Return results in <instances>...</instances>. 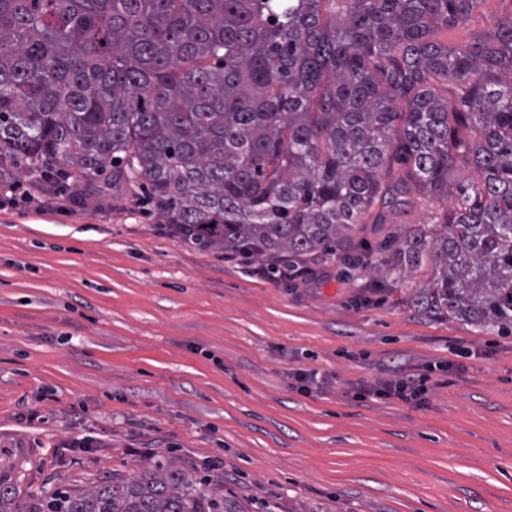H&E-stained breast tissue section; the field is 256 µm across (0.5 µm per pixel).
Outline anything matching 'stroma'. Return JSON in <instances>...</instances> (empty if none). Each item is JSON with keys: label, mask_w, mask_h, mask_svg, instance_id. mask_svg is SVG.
<instances>
[{"label": "stroma", "mask_w": 512, "mask_h": 512, "mask_svg": "<svg viewBox=\"0 0 512 512\" xmlns=\"http://www.w3.org/2000/svg\"><path fill=\"white\" fill-rule=\"evenodd\" d=\"M512 13L481 0L451 40ZM38 214L0 200V461L34 494L176 460L239 512H512V336L422 315L431 274L253 277L161 233L138 188L68 181ZM418 195L371 242L433 223ZM434 368L428 404L354 387ZM331 375L304 395L290 373ZM93 433L89 448L74 437Z\"/></svg>", "instance_id": "1"}]
</instances>
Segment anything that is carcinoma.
<instances>
[{
  "label": "carcinoma",
  "mask_w": 512,
  "mask_h": 512,
  "mask_svg": "<svg viewBox=\"0 0 512 512\" xmlns=\"http://www.w3.org/2000/svg\"><path fill=\"white\" fill-rule=\"evenodd\" d=\"M479 0H0V165L142 179L170 224L269 272L433 274L408 301L512 333V15L465 50ZM477 176L435 223L371 246L448 172ZM0 512H238L174 461Z\"/></svg>",
  "instance_id": "obj_1"
}]
</instances>
